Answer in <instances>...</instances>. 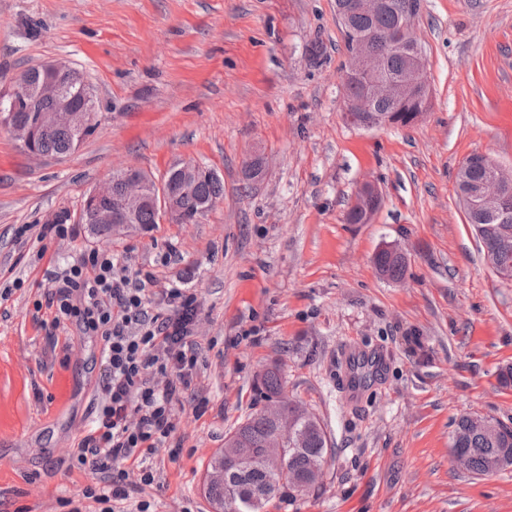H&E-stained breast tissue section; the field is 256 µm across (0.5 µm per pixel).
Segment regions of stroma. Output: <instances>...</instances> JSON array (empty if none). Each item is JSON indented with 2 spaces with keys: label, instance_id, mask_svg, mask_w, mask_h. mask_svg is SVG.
I'll return each mask as SVG.
<instances>
[{
  "label": "stroma",
  "instance_id": "obj_1",
  "mask_svg": "<svg viewBox=\"0 0 512 512\" xmlns=\"http://www.w3.org/2000/svg\"><path fill=\"white\" fill-rule=\"evenodd\" d=\"M415 34L430 97L408 126L362 128L345 116L349 53L335 0H0V89L62 59L94 93L93 132L62 160L29 155L0 123V490L6 512H67L91 477L69 467L91 419L100 341L74 325L56 348L30 313L48 262L96 250L153 295L197 298L204 367L173 413L174 441L153 457L159 512H211L209 456L263 401L279 365L288 396L321 421L322 478L266 512H512V468H458L464 415L512 427V282L484 257L457 195V171L484 152L512 168V0H420ZM263 156V179L245 163ZM192 160L224 181L198 223L99 237L81 200L113 172L162 181ZM367 180L383 202L346 221ZM74 224L62 239L58 218ZM406 253L403 280L374 256ZM45 260H37V251ZM68 374L72 396L54 397Z\"/></svg>",
  "mask_w": 512,
  "mask_h": 512
}]
</instances>
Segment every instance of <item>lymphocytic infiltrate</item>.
<instances>
[{
	"mask_svg": "<svg viewBox=\"0 0 512 512\" xmlns=\"http://www.w3.org/2000/svg\"><path fill=\"white\" fill-rule=\"evenodd\" d=\"M46 278L54 285L47 295L52 325L68 321L80 335L102 341L94 417L68 451L72 465L89 470L94 482L67 499L68 512H156L155 500L144 496L160 484L150 458L175 432L172 406L203 366L194 336L196 298L165 289V313H152L147 286L153 274L131 280L95 251L80 263L47 270Z\"/></svg>",
	"mask_w": 512,
	"mask_h": 512,
	"instance_id": "obj_1",
	"label": "lymphocytic infiltrate"
}]
</instances>
